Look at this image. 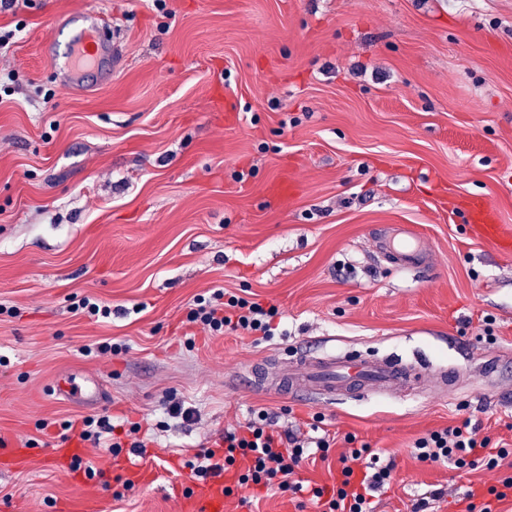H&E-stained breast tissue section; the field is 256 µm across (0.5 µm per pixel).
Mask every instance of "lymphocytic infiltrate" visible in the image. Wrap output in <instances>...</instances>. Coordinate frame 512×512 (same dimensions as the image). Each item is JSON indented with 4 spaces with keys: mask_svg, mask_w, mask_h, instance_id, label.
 I'll list each match as a JSON object with an SVG mask.
<instances>
[{
    "mask_svg": "<svg viewBox=\"0 0 512 512\" xmlns=\"http://www.w3.org/2000/svg\"><path fill=\"white\" fill-rule=\"evenodd\" d=\"M276 315V306L228 298L223 289L216 288L209 297L196 299L188 320L216 334L243 330L269 338L274 334L272 320ZM345 440L351 450L341 459V481L330 491L312 488L311 494L324 499L326 512H375L374 499L389 488L394 465L384 462L368 444H357L355 436L346 435ZM333 441L325 430L304 440L279 431L272 416L262 410L225 431L214 446L197 453L190 468L200 478L233 474V486L224 489L228 495L236 489L262 488L298 493L305 488L295 478L297 468L314 454H327ZM414 449L420 461L461 471L482 466L492 470L512 456V449L492 442L490 437H478L476 428L467 421L418 438Z\"/></svg>",
    "mask_w": 512,
    "mask_h": 512,
    "instance_id": "obj_1",
    "label": "lymphocytic infiltrate"
}]
</instances>
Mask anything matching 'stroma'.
Masks as SVG:
<instances>
[{"label":"stroma","instance_id":"obj_1","mask_svg":"<svg viewBox=\"0 0 512 512\" xmlns=\"http://www.w3.org/2000/svg\"><path fill=\"white\" fill-rule=\"evenodd\" d=\"M103 16L123 66L76 93L43 53L65 13ZM0 56L16 89L0 102V512H182L188 460L252 411L335 434L298 477L333 486L346 435L386 452L376 512H463L467 491L512 464L465 474L422 462L418 437L471 421L512 446V399L471 378L459 392L341 404L261 392L248 366L284 350L349 347L436 365L512 351V252L461 213L484 198L512 225V0H22ZM288 182V196L272 184ZM407 225L432 249L424 273L380 264L372 230ZM216 287L275 305L264 340L210 335L187 315ZM112 307L80 311L84 298ZM107 342L112 352L80 349ZM68 380L81 393L55 392ZM195 408L169 417L168 398ZM111 416L149 439L151 484L82 444L64 422ZM440 490L430 500L432 490ZM224 512H320L308 494L238 495Z\"/></svg>","mask_w":512,"mask_h":512}]
</instances>
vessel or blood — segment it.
<instances>
[{"mask_svg":"<svg viewBox=\"0 0 512 512\" xmlns=\"http://www.w3.org/2000/svg\"><path fill=\"white\" fill-rule=\"evenodd\" d=\"M73 31L68 50L55 56L52 48L44 53L63 85L80 84L81 80L98 76L110 80L111 68L121 65L116 48L104 37V20L82 13ZM464 209L475 234L501 250H512V228L498 224L490 205L483 199H469ZM375 251L401 270H421L432 263V254L422 236L411 228L398 225L375 237ZM460 370L451 367L432 370L417 363L408 364L397 358H382L350 350L327 356L304 355L298 360H281L278 380L284 396L320 398L338 404L351 397L371 393L417 395L431 383L448 388L455 386ZM185 512H223L224 485L220 482L196 483L184 500Z\"/></svg>","mask_w":512,"mask_h":512,"instance_id":"b4317fda","label":"vessel or blood"}]
</instances>
